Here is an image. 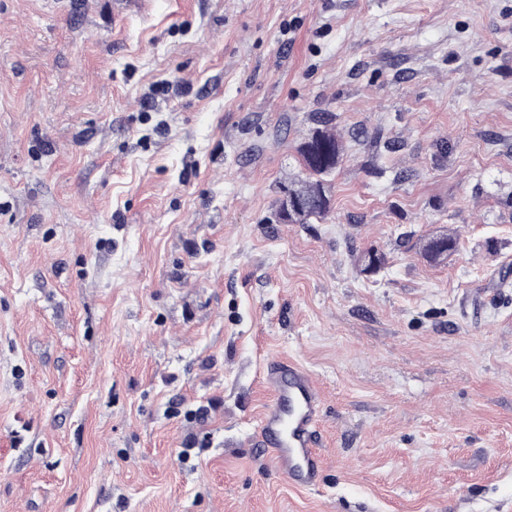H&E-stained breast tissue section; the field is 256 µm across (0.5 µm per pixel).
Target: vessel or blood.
Listing matches in <instances>:
<instances>
[{
	"mask_svg": "<svg viewBox=\"0 0 512 512\" xmlns=\"http://www.w3.org/2000/svg\"><path fill=\"white\" fill-rule=\"evenodd\" d=\"M265 382L272 400L259 417L258 446L283 481L297 488L313 487L321 474L317 439L322 396L311 374L292 361H270Z\"/></svg>",
	"mask_w": 512,
	"mask_h": 512,
	"instance_id": "vessel-or-blood-1",
	"label": "vessel or blood"
}]
</instances>
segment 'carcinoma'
Returning a JSON list of instances; mask_svg holds the SVG:
<instances>
[{"instance_id": "cac0c4a2", "label": "carcinoma", "mask_w": 512, "mask_h": 512, "mask_svg": "<svg viewBox=\"0 0 512 512\" xmlns=\"http://www.w3.org/2000/svg\"><path fill=\"white\" fill-rule=\"evenodd\" d=\"M333 117L320 120V126L313 129L299 148L304 169L307 171V179H291L280 183V187H286L293 193L304 198L307 208L299 218L297 224H308L313 219L323 218L331 209V186L325 183L324 176L328 172L322 169V162L331 165H339L342 161V142L336 135L333 126ZM457 241L454 236L444 233L441 239L429 238L420 247L423 256L431 261L438 262V253L443 250L454 251ZM371 255L376 263L372 269L365 262V257ZM358 264L367 274L376 273V269L382 267L385 262L384 255L373 248L362 251L357 256Z\"/></svg>"}]
</instances>
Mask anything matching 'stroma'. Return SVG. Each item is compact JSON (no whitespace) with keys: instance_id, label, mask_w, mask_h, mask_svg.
<instances>
[{"instance_id":"obj_1","label":"stroma","mask_w":512,"mask_h":512,"mask_svg":"<svg viewBox=\"0 0 512 512\" xmlns=\"http://www.w3.org/2000/svg\"><path fill=\"white\" fill-rule=\"evenodd\" d=\"M324 113L331 210L280 223ZM0 512H512V0H0ZM456 246L457 241L455 237L451 234L443 233L442 238L439 240H436L434 236L429 238L422 244L420 250L427 260L436 263L439 262L437 256L439 252L443 250H448V252L455 251ZM265 382L272 401L259 417L260 440L256 444L270 456L283 481L297 488H311L321 474L316 446L322 396L311 374L292 361H270Z\"/></svg>"}]
</instances>
